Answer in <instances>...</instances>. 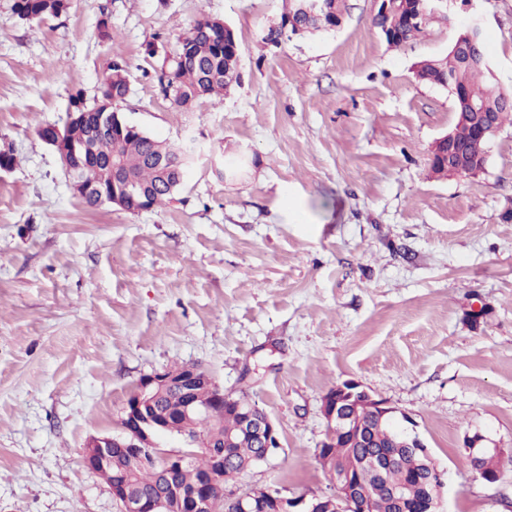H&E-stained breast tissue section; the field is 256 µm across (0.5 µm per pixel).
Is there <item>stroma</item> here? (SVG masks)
Returning <instances> with one entry per match:
<instances>
[{
	"label": "stroma",
	"instance_id": "35a3bbf8",
	"mask_svg": "<svg viewBox=\"0 0 512 512\" xmlns=\"http://www.w3.org/2000/svg\"><path fill=\"white\" fill-rule=\"evenodd\" d=\"M68 3L37 22L0 0V150L17 158L0 173V512H119L85 444L120 434L142 376L192 363L278 426L237 488L329 494L321 399L354 380L415 423L443 512H512V473L482 481L464 446L478 432L512 460V125L483 173L433 177L454 104L414 75L470 20L512 93V0H448L398 49L372 0L276 48L263 36L284 0ZM203 16L233 28L241 81L189 112L157 71ZM117 55L118 111L193 152L175 199L139 213L85 208L38 135ZM228 151L248 159L235 181Z\"/></svg>",
	"mask_w": 512,
	"mask_h": 512
}]
</instances>
